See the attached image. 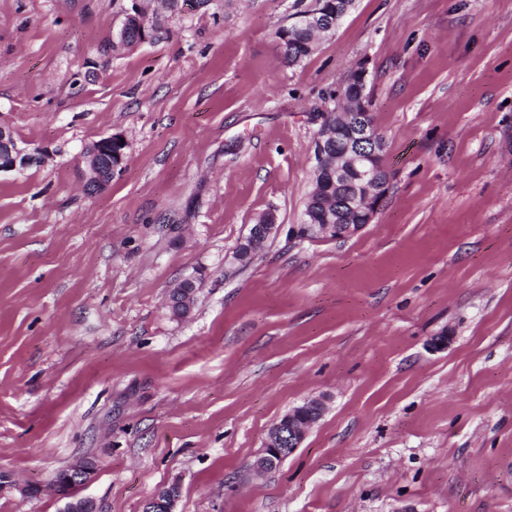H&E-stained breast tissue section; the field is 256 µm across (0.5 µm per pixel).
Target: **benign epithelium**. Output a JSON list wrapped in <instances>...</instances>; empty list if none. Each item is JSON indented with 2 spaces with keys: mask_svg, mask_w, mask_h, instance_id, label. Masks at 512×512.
<instances>
[{
  "mask_svg": "<svg viewBox=\"0 0 512 512\" xmlns=\"http://www.w3.org/2000/svg\"><path fill=\"white\" fill-rule=\"evenodd\" d=\"M338 97L333 112L336 116L333 130L323 137H316L314 141L313 186L317 193L327 185L332 188L339 187L350 174L355 173L358 175L355 179V194L345 198L343 205L332 213L327 210L319 215L313 210L306 213L303 223L296 227V237L300 240L312 237L341 239L357 234L371 223L378 213L383 201L381 193L389 188L390 172L383 160L384 146L381 145L380 136L371 121V106L360 97L353 100L358 111L346 112L343 109L346 102L345 93L339 92ZM339 139L344 141V148L340 150L336 163L330 164V146ZM125 148L126 142L119 134L105 136L85 148L84 187L89 193L96 194L107 188L109 178L123 167ZM40 161L41 156L28 153L18 146L11 128L0 125V174ZM257 224L259 227L253 236L246 239L250 258L254 257L258 250L256 239L266 241L277 227L275 215L272 213L266 214L264 219L257 221ZM182 291V305L170 308L172 316L177 319L188 317L193 310L192 300L198 291L196 280H183ZM311 406L325 411L323 402L317 399L308 400L288 411V427L284 428L278 423L272 427L268 441L274 445L286 442L288 449L276 447L266 456L257 459L252 466L254 474L264 475L277 469L282 464L280 457L300 446L307 435V430L318 422L316 418L301 419ZM59 474L71 488L75 489L72 494H58V498L64 501L61 512H97L94 500L76 493V490L84 486L93 474L91 462L78 461L59 470ZM179 489L180 485L177 482L162 488L144 502L142 512H175Z\"/></svg>",
  "mask_w": 512,
  "mask_h": 512,
  "instance_id": "1",
  "label": "benign epithelium"
}]
</instances>
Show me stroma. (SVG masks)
Masks as SVG:
<instances>
[{
  "instance_id": "obj_1",
  "label": "stroma",
  "mask_w": 512,
  "mask_h": 512,
  "mask_svg": "<svg viewBox=\"0 0 512 512\" xmlns=\"http://www.w3.org/2000/svg\"><path fill=\"white\" fill-rule=\"evenodd\" d=\"M312 2L208 0L106 56L130 0H0V123L43 157L0 175V512H61L80 459L99 512L172 482L176 512H512V0H357L287 65L276 30ZM359 66L389 192L356 235L296 240L317 115ZM109 134L126 160L91 195ZM126 142L119 134L102 137L85 148L83 158L86 166L84 187L90 194L105 190L108 180L116 171L121 170L125 160ZM106 156V162L100 158ZM257 224L260 226L254 231L253 236L244 240L248 244V259L254 258L259 249L256 247V239L261 236V243L263 244L277 227L275 215L272 213H267L263 220L257 221ZM182 282H183V288H181L183 291V301H181L182 306H179V304H176L175 302H171L170 303L171 307H169L172 316L177 319L187 318L191 314V312L193 310L192 300L199 288L196 280H194L192 278L184 279V280H182ZM175 304L178 305L177 310H175V308H174ZM310 406H318L320 410L319 416L313 420L301 419V416ZM324 411L325 406L323 402L317 399L308 400L302 405L289 410L288 427L284 428L279 423H276L268 436V441L272 442L273 446L279 442H287L288 448H271V452H268L266 456L261 458L259 456L252 466L254 474L264 475L277 469L288 456L280 460L276 458H281L287 449L288 455L295 451L305 439L307 430L320 420Z\"/></svg>"
}]
</instances>
